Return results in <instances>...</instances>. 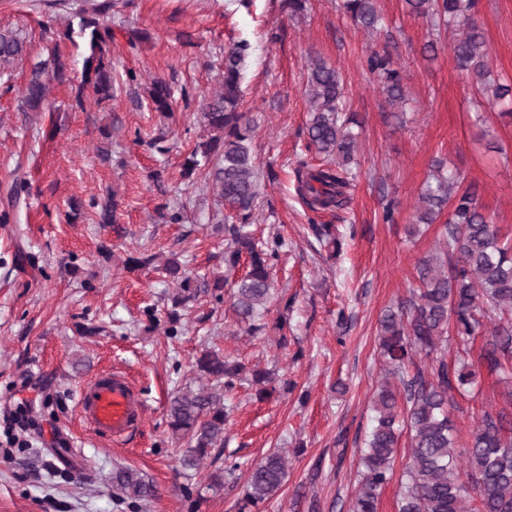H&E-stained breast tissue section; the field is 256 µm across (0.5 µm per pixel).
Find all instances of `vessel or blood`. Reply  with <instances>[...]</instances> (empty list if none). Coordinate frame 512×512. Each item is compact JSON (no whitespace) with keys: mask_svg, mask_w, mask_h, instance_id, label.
I'll return each instance as SVG.
<instances>
[{"mask_svg":"<svg viewBox=\"0 0 512 512\" xmlns=\"http://www.w3.org/2000/svg\"><path fill=\"white\" fill-rule=\"evenodd\" d=\"M78 408L81 420L95 433L120 437L138 426L142 402L123 375L106 373L81 389Z\"/></svg>","mask_w":512,"mask_h":512,"instance_id":"obj_1","label":"vessel or blood"}]
</instances>
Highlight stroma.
I'll return each mask as SVG.
<instances>
[{
  "mask_svg": "<svg viewBox=\"0 0 512 512\" xmlns=\"http://www.w3.org/2000/svg\"><path fill=\"white\" fill-rule=\"evenodd\" d=\"M340 0H307L292 17L283 0H114L110 99L85 90L76 104L68 85H52L49 107L22 112L19 98L30 66L48 41L82 71V40L65 36L85 0H0V27L27 34V55L9 84H0V512H238L249 470L270 450L288 451V476L260 512H351L362 439L381 376L378 320L409 294L419 259L431 254L440 224L409 237L418 194L435 160H447L477 182L481 202L512 237V117L499 115L457 69L446 27L411 15L405 0H379L385 28L358 29ZM494 76L512 77V0H478ZM248 40L251 54L242 109L254 126L251 151L261 195L252 210L258 239L281 236L274 264L280 293L250 334L229 309L230 290H209L183 311L176 335L168 314L174 286L158 271L128 270L129 258L177 254L196 275L224 272L223 218L211 184L188 181L181 164L203 133L204 96L219 88L224 50ZM388 50L406 90L402 119L366 67ZM318 55L344 80L350 111L362 123L356 178L348 190L341 255L329 258L315 239L312 213L296 192L298 161L321 164L307 150L308 58ZM164 80L174 114L152 108L148 88ZM163 138L165 152L152 146ZM24 190L16 204L7 191ZM116 221H100L107 197ZM82 205L69 222V201ZM395 203L394 223L382 215ZM178 209L179 224L163 213ZM346 321H339L338 312ZM286 321L278 330L277 321ZM86 324L97 333H83ZM287 348H279L280 334ZM213 347L247 367L274 371L294 391L260 398L250 381L229 394L233 411L224 442L200 469L180 463L168 428L173 392L192 382L194 362ZM127 376L144 405V422L122 439L89 431L75 394L102 372ZM503 383L482 375L457 397L452 418L472 430L482 410L501 407ZM35 428H28V421ZM136 469L157 486L139 504L112 492V471ZM224 483L214 486L211 474Z\"/></svg>",
  "mask_w": 512,
  "mask_h": 512,
  "instance_id": "1",
  "label": "stroma"
}]
</instances>
